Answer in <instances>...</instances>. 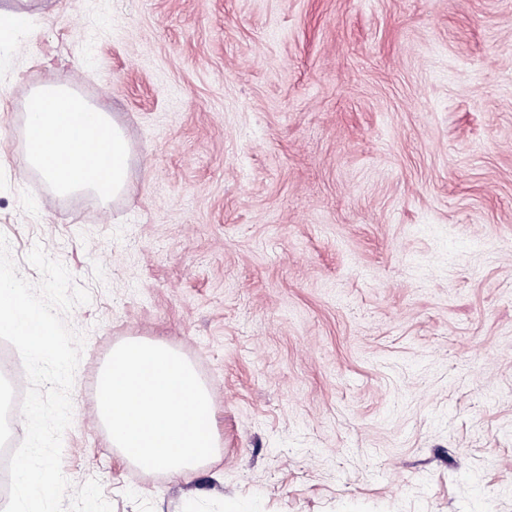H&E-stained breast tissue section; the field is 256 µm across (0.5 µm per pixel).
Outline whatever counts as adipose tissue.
<instances>
[{
    "mask_svg": "<svg viewBox=\"0 0 512 512\" xmlns=\"http://www.w3.org/2000/svg\"><path fill=\"white\" fill-rule=\"evenodd\" d=\"M25 110L32 143L21 163L38 169L56 195L91 191L105 200L125 191L130 149L106 105L47 84Z\"/></svg>",
    "mask_w": 512,
    "mask_h": 512,
    "instance_id": "adipose-tissue-1",
    "label": "adipose tissue"
}]
</instances>
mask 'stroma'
<instances>
[{"mask_svg": "<svg viewBox=\"0 0 512 512\" xmlns=\"http://www.w3.org/2000/svg\"><path fill=\"white\" fill-rule=\"evenodd\" d=\"M0 233L89 303L62 438L113 512H512V0H0ZM107 102L127 191L55 197L22 106ZM160 341L222 446L111 447L104 365Z\"/></svg>", "mask_w": 512, "mask_h": 512, "instance_id": "35a3bbf8", "label": "stroma"}]
</instances>
